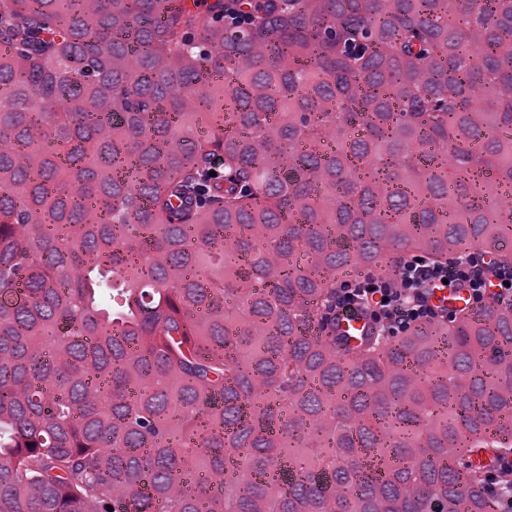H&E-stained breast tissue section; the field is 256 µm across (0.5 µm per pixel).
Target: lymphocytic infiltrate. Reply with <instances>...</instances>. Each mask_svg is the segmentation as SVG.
<instances>
[{
  "label": "lymphocytic infiltrate",
  "mask_w": 512,
  "mask_h": 512,
  "mask_svg": "<svg viewBox=\"0 0 512 512\" xmlns=\"http://www.w3.org/2000/svg\"><path fill=\"white\" fill-rule=\"evenodd\" d=\"M446 286L468 289L478 307L512 305L511 267H499L489 276L471 254L459 253L445 263L409 256L399 262L394 277L366 275L346 281L336 294V310H362L378 335L394 337L435 316L431 294Z\"/></svg>",
  "instance_id": "1"
}]
</instances>
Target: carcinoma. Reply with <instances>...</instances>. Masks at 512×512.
Here are the masks:
<instances>
[{"label": "carcinoma", "mask_w": 512, "mask_h": 512, "mask_svg": "<svg viewBox=\"0 0 512 512\" xmlns=\"http://www.w3.org/2000/svg\"><path fill=\"white\" fill-rule=\"evenodd\" d=\"M239 6L0 0V512H489L512 307L334 305L413 252L512 266L472 177L512 183V0Z\"/></svg>", "instance_id": "obj_1"}]
</instances>
